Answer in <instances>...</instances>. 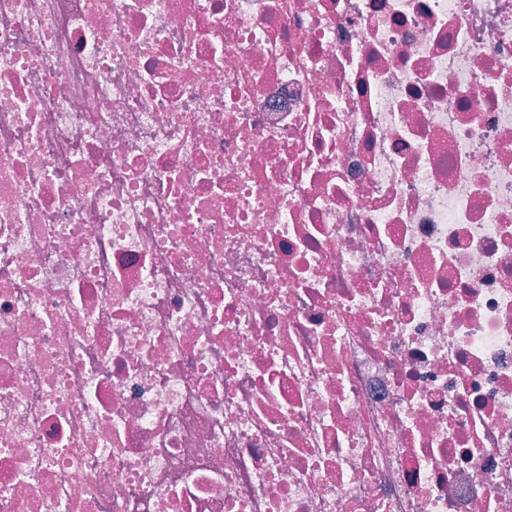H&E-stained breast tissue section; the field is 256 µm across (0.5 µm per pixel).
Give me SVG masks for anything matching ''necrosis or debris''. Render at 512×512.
Here are the masks:
<instances>
[{
    "mask_svg": "<svg viewBox=\"0 0 512 512\" xmlns=\"http://www.w3.org/2000/svg\"><path fill=\"white\" fill-rule=\"evenodd\" d=\"M0 512H512V0H0Z\"/></svg>",
    "mask_w": 512,
    "mask_h": 512,
    "instance_id": "1",
    "label": "necrosis or debris"
}]
</instances>
